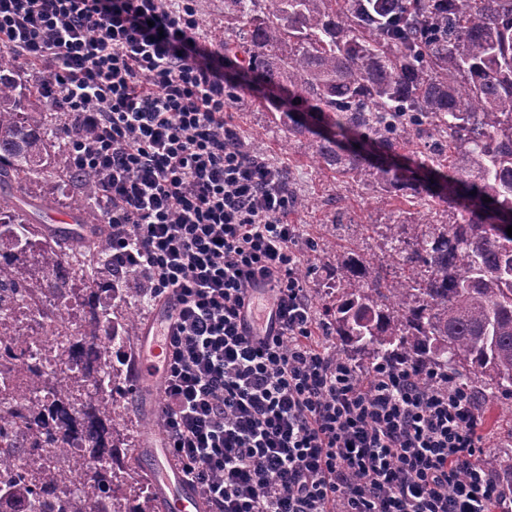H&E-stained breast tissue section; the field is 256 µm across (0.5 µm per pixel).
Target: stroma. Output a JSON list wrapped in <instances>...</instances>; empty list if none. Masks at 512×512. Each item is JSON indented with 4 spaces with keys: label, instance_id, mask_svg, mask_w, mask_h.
<instances>
[{
    "label": "stroma",
    "instance_id": "1",
    "mask_svg": "<svg viewBox=\"0 0 512 512\" xmlns=\"http://www.w3.org/2000/svg\"><path fill=\"white\" fill-rule=\"evenodd\" d=\"M260 90L248 84L238 88L237 101L227 109L226 120L237 127L257 152L293 173L292 190L307 199V210L291 211L288 220L299 226L303 241L310 247L304 260L310 265L309 294L317 310H325L336 297V284L330 275L331 260L349 250H357L382 265L387 275L397 268L385 239L386 226L392 223V200L371 189L342 181L314 165L306 142L287 141L273 114L265 110ZM140 337L126 340L118 352L121 375L118 393L126 407L127 420L116 427L125 461L138 465V452L148 436L156 434L150 412L145 411L141 385L135 365L140 352Z\"/></svg>",
    "mask_w": 512,
    "mask_h": 512
}]
</instances>
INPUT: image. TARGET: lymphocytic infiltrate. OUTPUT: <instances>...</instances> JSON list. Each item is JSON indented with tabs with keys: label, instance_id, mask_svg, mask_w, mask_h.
Wrapping results in <instances>:
<instances>
[{
	"label": "lymphocytic infiltrate",
	"instance_id": "lymphocytic-infiltrate-1",
	"mask_svg": "<svg viewBox=\"0 0 512 512\" xmlns=\"http://www.w3.org/2000/svg\"><path fill=\"white\" fill-rule=\"evenodd\" d=\"M0 49L95 174L115 265L168 310L165 443L210 512H497L467 387L330 352L197 0H0Z\"/></svg>",
	"mask_w": 512,
	"mask_h": 512
}]
</instances>
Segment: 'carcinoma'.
<instances>
[{"mask_svg": "<svg viewBox=\"0 0 512 512\" xmlns=\"http://www.w3.org/2000/svg\"><path fill=\"white\" fill-rule=\"evenodd\" d=\"M224 56L243 61L238 78L258 77L272 91L288 139L307 140L319 169L376 192L410 199L418 217L410 240L390 236L407 274L391 279L358 254L336 257L343 295L326 308L339 352L372 360L399 356L429 365L468 388L512 398V0H224ZM423 142L415 166L395 158ZM57 122L38 86L0 50V304L16 293L45 296L48 314L65 293L79 303L81 339L60 355L85 361L112 383V349L140 329L137 308L110 317V300L73 283L66 251L91 248L81 284L112 272L107 238L36 239L31 215L13 189L45 185L52 203L77 212L78 224H104L94 175L68 166ZM82 196L73 198L70 189ZM84 391L81 375L53 404L61 423L95 443L89 456L67 457L68 472L46 467L41 445L24 460L62 487L49 508L21 475L0 474V512H155L154 498L132 486L116 463L117 410L85 396L80 419L64 402Z\"/></svg>", "mask_w": 512, "mask_h": 512, "instance_id": "cac0c4a2", "label": "carcinoma"}]
</instances>
